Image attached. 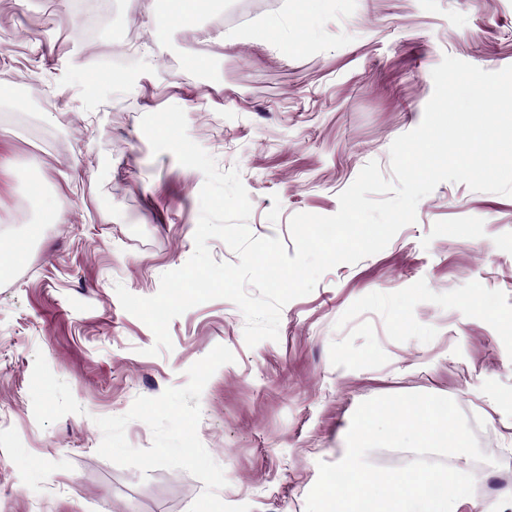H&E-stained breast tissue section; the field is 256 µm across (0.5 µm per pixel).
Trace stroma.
<instances>
[{
	"label": "stroma",
	"mask_w": 512,
	"mask_h": 512,
	"mask_svg": "<svg viewBox=\"0 0 512 512\" xmlns=\"http://www.w3.org/2000/svg\"><path fill=\"white\" fill-rule=\"evenodd\" d=\"M108 0L95 38L72 0H0V512H306L358 405L452 398L491 463L461 512H512V197L443 182L381 252L326 272L248 346L216 299L169 324L172 350L116 293L150 297L194 252L203 174L153 154L144 115L181 107L238 168L257 237L339 209L416 128L452 56L512 66V0H282L225 24ZM269 34L267 43L252 31Z\"/></svg>",
	"instance_id": "obj_1"
}]
</instances>
